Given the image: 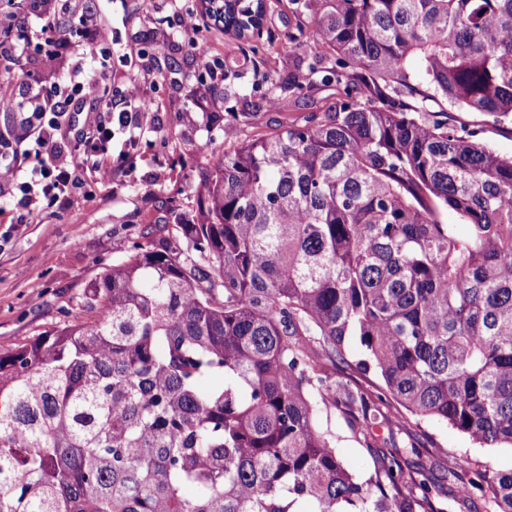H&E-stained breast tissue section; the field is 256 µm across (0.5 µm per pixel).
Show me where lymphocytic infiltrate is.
Returning <instances> with one entry per match:
<instances>
[{
  "instance_id": "1",
  "label": "lymphocytic infiltrate",
  "mask_w": 512,
  "mask_h": 512,
  "mask_svg": "<svg viewBox=\"0 0 512 512\" xmlns=\"http://www.w3.org/2000/svg\"><path fill=\"white\" fill-rule=\"evenodd\" d=\"M82 25L87 62L76 68L69 86L29 99L25 131L15 138L20 144L26 134H34L36 163L25 165L18 152L1 150L0 186L37 188L48 201H63L87 182L111 181L113 170L127 163L126 153L112 151L113 128L123 129L133 141L145 133L140 105L146 96L140 81L130 80L120 95H113L102 79L107 62L102 28L87 14ZM80 111L87 114L85 125L68 138V158H60L59 137Z\"/></svg>"
}]
</instances>
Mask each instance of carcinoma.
<instances>
[{
  "mask_svg": "<svg viewBox=\"0 0 512 512\" xmlns=\"http://www.w3.org/2000/svg\"><path fill=\"white\" fill-rule=\"evenodd\" d=\"M289 49L333 59L313 124L237 143L194 224L102 272L72 324L0 351V512H447L379 450L359 481L319 404L364 431L383 382L409 416L512 449V155L427 122L446 101L512 121V0H303ZM265 0H222L260 32ZM23 31L3 80L25 77ZM474 470L512 512V468Z\"/></svg>",
  "mask_w": 512,
  "mask_h": 512,
  "instance_id": "carcinoma-1",
  "label": "carcinoma"
}]
</instances>
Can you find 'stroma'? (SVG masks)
I'll return each instance as SVG.
<instances>
[{
	"instance_id": "obj_1",
	"label": "stroma",
	"mask_w": 512,
	"mask_h": 512,
	"mask_svg": "<svg viewBox=\"0 0 512 512\" xmlns=\"http://www.w3.org/2000/svg\"><path fill=\"white\" fill-rule=\"evenodd\" d=\"M103 21V39L110 53L105 78L120 91L134 77L154 100L153 131L134 144L123 133L112 140L113 151L127 150L130 159L111 182L93 183L86 193L72 195L64 204L39 201L20 207L12 192L0 193V351L14 348L54 327L71 322L96 276L126 260L147 233L164 225L194 220L199 211L204 173L224 154L230 111L241 112L236 138L245 141L275 129L278 123L303 124L321 116L336 100V84L322 81L330 68L327 58L302 50L291 51L284 40L299 19L291 0H267L261 36L238 39L205 23L195 34L210 43L229 76L212 81L192 56L180 32L185 13L202 9L200 0H79ZM84 42L73 38L66 50V70L39 83L14 79L10 91L18 104L0 112V131H13L24 122L28 99L37 90L68 84L71 66L82 58ZM279 82L307 84L302 96H287L283 111L268 107L265 74ZM425 117L475 129L480 139L498 153L512 155V124L468 112L448 103L427 102ZM207 144L198 153L197 144ZM388 423L365 435L352 419L332 407H321L318 425L326 431L337 454L362 480L374 474L376 449L395 440L403 460L424 470L448 512H487L483 494L471 491L460 499L470 473L451 476L460 456L494 468H512V450L480 448L472 440L433 421L405 419L400 405L384 407Z\"/></svg>"
}]
</instances>
